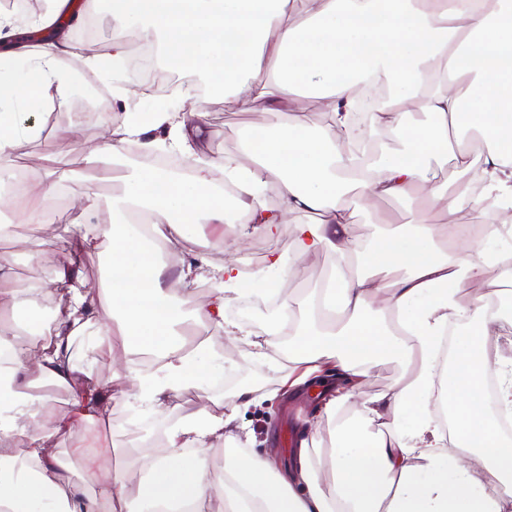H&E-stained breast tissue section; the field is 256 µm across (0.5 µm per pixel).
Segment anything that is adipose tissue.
Wrapping results in <instances>:
<instances>
[{"label":"adipose tissue","mask_w":512,"mask_h":512,"mask_svg":"<svg viewBox=\"0 0 512 512\" xmlns=\"http://www.w3.org/2000/svg\"><path fill=\"white\" fill-rule=\"evenodd\" d=\"M19 50L0 53V157L35 139L39 126H21L16 105L40 110L53 85L70 82L63 62L72 55L67 36H54L61 20H83L99 0H50ZM113 66L128 56L126 34L137 30L168 65L206 79L211 91L243 108L284 112L270 129L248 133L239 155L214 162L196 159L194 172L175 178L134 165L128 146L144 152L164 147L192 154L199 125L162 100L147 113H126L121 123L102 120L92 161L117 171L112 222L64 226L59 238L78 236L82 248L109 241L111 287L106 323L93 322L91 290L75 272L71 252L47 259L54 271V311L39 315L38 287H19L10 254L0 253V512H122L128 474L109 469L83 446L52 452L101 422L107 396L93 370L74 359L76 342L98 350L121 339L112 357L114 386L134 383L135 401L159 409L177 392L197 390L214 369L208 335L245 342L253 358L277 367L276 337L292 332L291 364L282 380L304 385L324 366L365 378L386 359L407 362L406 378L372 399L351 388L327 400L334 420L329 456L334 489L326 491L323 465L308 443L291 464L249 452L237 418L254 403L244 388L186 412L164 437V451L146 469L137 512H181L192 504L208 512H512V439L499 417L512 415V367L486 349L500 314L483 296L465 311L457 296L499 271L512 287V262L500 252L471 257L472 236L436 223L442 210L478 209L494 225L490 240L512 232V0H110ZM363 85L386 88L388 100L374 126H388L402 143L374 160L356 149L362 135L350 122ZM320 103L309 111L307 100ZM423 116L412 123L411 113ZM478 133L486 150L472 159L463 140ZM452 160L463 173L479 171L482 197L469 185L451 190L433 181L431 163ZM235 189L217 190L214 170ZM274 190L277 206L266 201ZM357 193L364 209L373 201L416 204L413 224L374 222L372 240L350 234L344 199ZM142 211L151 223L135 224ZM312 214L295 225L291 255L270 254L263 269L245 273L236 262L210 266L205 224H251L273 234L289 214ZM162 240L167 260L152 244ZM326 252L336 274L286 304L279 287L291 264ZM213 281L207 300L184 315L171 300L169 280L190 287ZM257 295L273 305L272 338L226 321L229 300ZM192 322L198 342H182L179 328ZM152 353L160 368L146 376L128 369L134 355ZM46 381L67 391L69 412L49 420ZM391 429H383L382 416ZM224 446V475L212 479L206 459ZM25 450L16 468L14 450ZM82 461L73 470L70 459Z\"/></svg>","instance_id":"1"}]
</instances>
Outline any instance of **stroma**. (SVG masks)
<instances>
[{"label": "stroma", "mask_w": 512, "mask_h": 512, "mask_svg": "<svg viewBox=\"0 0 512 512\" xmlns=\"http://www.w3.org/2000/svg\"><path fill=\"white\" fill-rule=\"evenodd\" d=\"M87 47H80L76 57L67 60V68L82 81L95 82L98 98L85 102L82 97L53 98L43 113L21 112L20 121L25 125L37 124L41 133L37 139L24 142L10 157L0 160V165L10 169H23L30 182H37L47 169L72 170L85 174L88 188L99 201L97 208L82 211L73 194L63 191L57 199L63 209L47 212L43 224L31 227L24 224L21 214L11 205L0 206V223L14 225L18 242L0 241V253L12 256L13 272L18 286H50L53 272L50 265L41 262L36 250L48 253L58 251L57 234L61 225L80 220L86 224H111L112 211L108 199L112 194L110 183L99 181L98 173L86 161L88 149L97 143L101 132L103 114L123 115L139 109L138 98L120 99L121 90L132 87L135 80L131 71L114 72L111 79L99 80L97 71L87 69L81 60ZM81 120V134L76 138L63 136L72 117ZM282 115L277 111L262 109L245 110L225 103L222 96L208 94L202 99L201 116L198 120L203 132L193 143L197 156L218 161L240 152L242 136L250 127H271L279 123ZM384 217L391 223L404 224L412 220V212L401 202L381 200L375 202L371 215L353 213L351 232L358 243H366L372 234L370 217ZM305 213H295L289 223L280 225L275 236L253 231L248 224L225 225L223 234L214 238L209 258L212 265H223L230 255H238L240 267L250 273L263 267L271 252H287L292 248L294 224L308 221ZM336 268L335 256L320 253L300 261L284 278L281 299L292 302L303 290L326 279ZM81 272L92 289L94 312L98 319L106 317V289L110 280L108 248L100 246L81 256ZM212 351L223 362L222 370L207 378L202 389L173 394L165 407L159 409L151 426H144L138 414L139 405L121 391H113L109 405L108 422L99 425L113 448L110 465L119 470H130V501L138 503L142 488L141 480L146 465L157 454L161 441L156 433L174 424L185 412L201 402L224 398L225 387L237 381L239 387L262 386L265 397L258 403L241 410L238 418L242 426V438L249 449L259 455L275 452L281 465L290 463L295 444L289 443L290 432L311 435L320 429V446H331L332 423L322 414L323 390L319 387L299 388L286 391L282 388L281 375L250 356L249 347L242 342L228 340L223 331L214 330L211 337Z\"/></svg>", "instance_id": "stroma-1"}]
</instances>
